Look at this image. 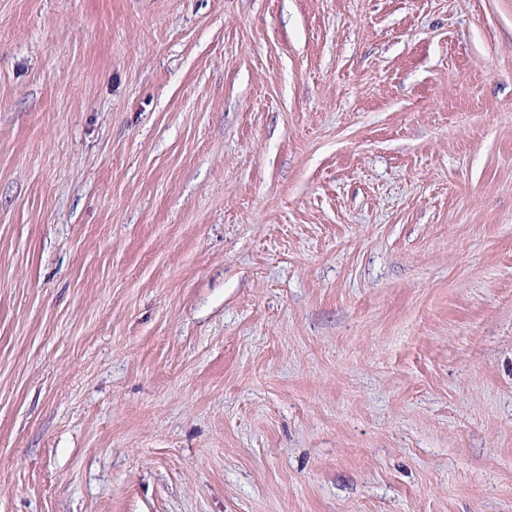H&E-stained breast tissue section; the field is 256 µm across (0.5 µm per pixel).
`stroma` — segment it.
Masks as SVG:
<instances>
[{
	"instance_id": "stroma-1",
	"label": "stroma",
	"mask_w": 512,
	"mask_h": 512,
	"mask_svg": "<svg viewBox=\"0 0 512 512\" xmlns=\"http://www.w3.org/2000/svg\"><path fill=\"white\" fill-rule=\"evenodd\" d=\"M0 512H512V0H0Z\"/></svg>"
}]
</instances>
